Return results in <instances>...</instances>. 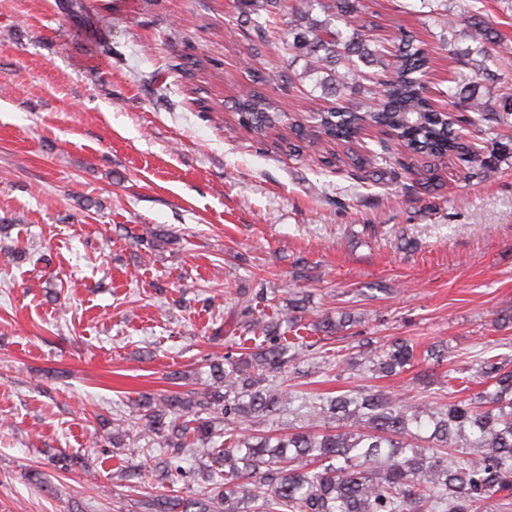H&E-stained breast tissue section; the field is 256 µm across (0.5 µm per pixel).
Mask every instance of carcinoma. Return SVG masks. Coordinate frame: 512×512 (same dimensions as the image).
Listing matches in <instances>:
<instances>
[{
  "label": "carcinoma",
  "instance_id": "carcinoma-1",
  "mask_svg": "<svg viewBox=\"0 0 512 512\" xmlns=\"http://www.w3.org/2000/svg\"><path fill=\"white\" fill-rule=\"evenodd\" d=\"M246 14L254 47L269 42L277 21L287 26L282 49L306 59V76L325 95L343 94L360 66L369 68L368 102L338 105L306 125L288 122L280 135L288 152L325 142L353 141L361 124L389 130L405 156L433 160L480 156L477 141L499 127H512V93L491 101L480 81L494 79L488 62L501 59L498 33L478 13L449 19L448 53L469 72L448 91V108L436 109L420 82L431 59L417 36L403 30L388 49L368 34L362 0H236ZM473 46L456 47V27ZM244 128L261 139L282 122L275 103L247 89L234 100ZM512 154L497 141L487 175ZM259 292L245 301V330L263 335L256 350L213 359L211 382L199 389L145 395L135 404L138 436L154 447L141 449L148 466L120 470L118 479H148L160 493L145 512H484L492 503L512 508V369L496 356L479 360L465 382L485 385L478 396L421 410L386 390L351 389L318 396L288 390V365L307 356L315 343L298 334L304 299L292 298L268 315ZM295 333L290 338L282 325ZM415 361L404 340L380 351H360L349 365L394 375ZM288 413L309 422L281 435L248 434L243 424H263ZM224 420V448H213L217 421ZM428 435L434 451L406 439ZM202 464L205 486L197 496L173 485L186 478L182 462Z\"/></svg>",
  "mask_w": 512,
  "mask_h": 512
}]
</instances>
